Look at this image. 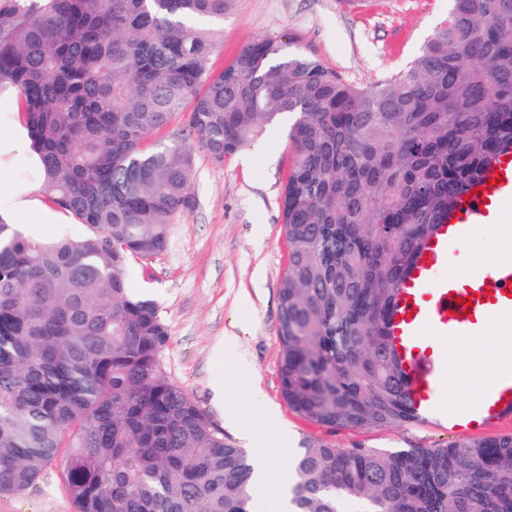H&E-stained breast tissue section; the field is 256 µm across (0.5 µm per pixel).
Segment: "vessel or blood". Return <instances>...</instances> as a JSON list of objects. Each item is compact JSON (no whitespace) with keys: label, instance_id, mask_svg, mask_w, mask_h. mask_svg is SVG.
<instances>
[{"label":"vessel or blood","instance_id":"obj_1","mask_svg":"<svg viewBox=\"0 0 512 512\" xmlns=\"http://www.w3.org/2000/svg\"><path fill=\"white\" fill-rule=\"evenodd\" d=\"M495 183L480 182L459 199L439 234L422 253L416 270L401 294L393 334L405 359L408 388L421 416L437 418L439 424L457 427L454 412H438L433 397L438 388L442 364L431 353L434 340L441 337L470 336L480 317L502 313L512 315V259L480 268L458 283L456 272L437 276V267H446L464 231L486 221L495 206L512 199V153L493 166ZM471 307H464V300ZM512 416V381L501 384L487 396L481 420L492 423Z\"/></svg>","mask_w":512,"mask_h":512}]
</instances>
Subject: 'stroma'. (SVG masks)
<instances>
[{"label":"stroma","instance_id":"1","mask_svg":"<svg viewBox=\"0 0 512 512\" xmlns=\"http://www.w3.org/2000/svg\"><path fill=\"white\" fill-rule=\"evenodd\" d=\"M450 6V0H236L217 24L211 64L224 67L254 37H291L348 81L373 86L416 55ZM291 153L283 126L221 165L197 152L196 208L176 218L164 252L128 265L131 288L156 301L168 327L169 375L214 423L223 425L226 414L236 415L237 426L225 427V441L250 454L258 435L272 447L269 484L254 492L253 512H276L281 489L293 482L295 457L311 444L395 450L512 433V417L453 430L426 420L404 427L329 429L288 407L280 391L276 324L288 260L280 197ZM26 188L34 189L45 215L22 225L25 235L45 240L86 234L85 225L45 196L30 151L0 155V196ZM499 254L498 241L477 228L459 242L451 264L465 274L475 270L476 258ZM234 323L237 338L225 343L224 332ZM242 360L251 367L246 379L234 373ZM219 381L220 401L214 396ZM61 468L54 463L27 490L0 496V512H74Z\"/></svg>","mask_w":512,"mask_h":512}]
</instances>
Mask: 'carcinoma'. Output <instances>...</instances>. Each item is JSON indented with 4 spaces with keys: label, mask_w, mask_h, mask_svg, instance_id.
I'll return each mask as SVG.
<instances>
[{
    "label": "carcinoma",
    "mask_w": 512,
    "mask_h": 512,
    "mask_svg": "<svg viewBox=\"0 0 512 512\" xmlns=\"http://www.w3.org/2000/svg\"><path fill=\"white\" fill-rule=\"evenodd\" d=\"M234 0H0V98H16L50 200L87 227L0 221V495L64 457L75 512H250L243 449L174 382L156 302L127 267L193 209L187 113L209 160L288 115L280 389L331 428L419 420L388 321L414 255L512 146V0H452L404 68L361 87L260 36L210 60ZM296 512H512V434L435 448L303 449Z\"/></svg>",
    "instance_id": "1"
}]
</instances>
